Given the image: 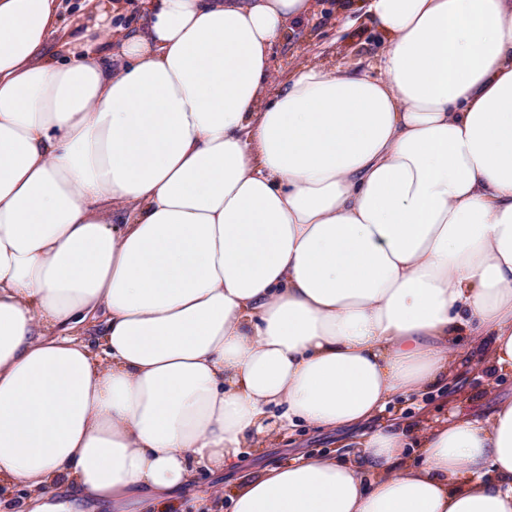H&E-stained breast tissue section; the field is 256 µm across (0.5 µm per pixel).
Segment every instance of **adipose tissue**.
Listing matches in <instances>:
<instances>
[{
	"instance_id": "1",
	"label": "adipose tissue",
	"mask_w": 512,
	"mask_h": 512,
	"mask_svg": "<svg viewBox=\"0 0 512 512\" xmlns=\"http://www.w3.org/2000/svg\"><path fill=\"white\" fill-rule=\"evenodd\" d=\"M313 0H0V483L169 512L287 424L359 429L231 512H512V397L408 435L459 329L512 369V0H369L378 74L272 50ZM417 448L418 464L406 461Z\"/></svg>"
}]
</instances>
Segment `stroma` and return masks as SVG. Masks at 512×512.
I'll list each match as a JSON object with an SVG mask.
<instances>
[{
    "mask_svg": "<svg viewBox=\"0 0 512 512\" xmlns=\"http://www.w3.org/2000/svg\"><path fill=\"white\" fill-rule=\"evenodd\" d=\"M314 13L297 23L273 49L272 91L283 89L292 71L303 64L320 63L331 69L362 74L375 67L387 43L368 16L367 0H315ZM451 366L460 390L448 399L424 401L411 395L388 406L382 418L398 421L414 431L425 422L438 424L455 413L481 416L491 412L503 396L512 394V375L490 369L467 336H458L451 350ZM338 437L301 423L287 432H271L262 448L241 455L232 468L219 473L198 467L190 494L179 497L171 512H229L228 495L242 475L281 466L300 454L336 453L356 458L358 448H337Z\"/></svg>",
    "mask_w": 512,
    "mask_h": 512,
    "instance_id": "35a3bbf8",
    "label": "stroma"
}]
</instances>
